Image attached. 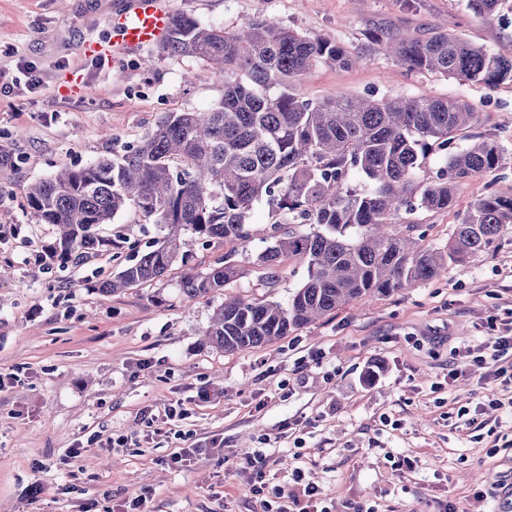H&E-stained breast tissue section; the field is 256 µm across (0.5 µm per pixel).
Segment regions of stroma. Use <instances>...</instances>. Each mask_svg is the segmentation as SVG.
<instances>
[{
    "mask_svg": "<svg viewBox=\"0 0 512 512\" xmlns=\"http://www.w3.org/2000/svg\"><path fill=\"white\" fill-rule=\"evenodd\" d=\"M115 2L0 0V84L16 82L27 65L42 80L39 89L0 94V156L18 159L11 182L0 184V512H122L138 496L147 512H260L261 500L293 487L298 468L328 512H499L512 483V424L498 423L488 401L512 397V380L490 379L473 352L512 326V224L440 278L234 353L202 343L214 308L230 296L286 301L302 282L301 261L284 260L273 280L257 248L235 253L186 233L185 262L160 280L99 293L101 276L160 236L132 209L103 229L127 239L122 255L104 247L78 265L47 259L57 235L24 208L31 182L121 151L165 113L207 111L224 93L208 62L159 44L92 70L81 45L105 36ZM171 2L231 31L267 17L362 55L349 69L316 66L299 87L304 97L423 95L475 107L476 134L502 145L503 158L459 186L454 208L418 215L424 246L447 245L468 204L512 194V82L411 72L371 42L380 31H442L512 58L511 10L480 16L467 0ZM74 69L84 90L63 80ZM228 253L241 276L222 292L185 299L184 275ZM455 367L466 374L452 382ZM177 400L189 416L172 435L158 415ZM120 438L125 446L114 447ZM215 438L220 452L168 466L174 449ZM75 446L82 454L67 457ZM254 451L266 457L261 500L240 468Z\"/></svg>",
    "mask_w": 512,
    "mask_h": 512,
    "instance_id": "stroma-1",
    "label": "stroma"
}]
</instances>
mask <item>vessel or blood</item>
I'll use <instances>...</instances> for the list:
<instances>
[{"label": "vessel or blood", "instance_id": "b4317fda", "mask_svg": "<svg viewBox=\"0 0 512 512\" xmlns=\"http://www.w3.org/2000/svg\"><path fill=\"white\" fill-rule=\"evenodd\" d=\"M172 18L170 0H127L108 18V45L118 56L162 41Z\"/></svg>", "mask_w": 512, "mask_h": 512}]
</instances>
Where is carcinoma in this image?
Segmentation results:
<instances>
[{
    "mask_svg": "<svg viewBox=\"0 0 512 512\" xmlns=\"http://www.w3.org/2000/svg\"><path fill=\"white\" fill-rule=\"evenodd\" d=\"M507 0H467L476 15ZM377 50L410 71L437 72L472 84L512 81V59L435 32L424 38L374 37ZM164 49L215 65L224 83L206 112H169L122 153L63 165L31 183L26 208L36 224L57 229L63 261L99 246L116 250L101 226L135 208L160 239L96 290L116 294L158 280L183 259L181 235L222 239L247 249L254 203L271 224H302L275 239L257 260L276 278L284 258L302 261V284L286 302L241 297L218 304L203 344L226 353L269 344L352 302L382 296L447 273L448 265L488 249L512 224V195L490 193L469 205L443 249L424 248L405 213L455 206L460 183L496 168L497 142L464 132L479 121L469 104L447 98L301 96L296 82L319 63L352 66L358 57L336 40L310 38L260 19L227 31L178 13ZM465 144L456 145L458 139ZM241 274L224 264L190 273L188 299L221 290Z\"/></svg>",
    "mask_w": 512,
    "mask_h": 512,
    "instance_id": "cac0c4a2",
    "label": "carcinoma"
}]
</instances>
